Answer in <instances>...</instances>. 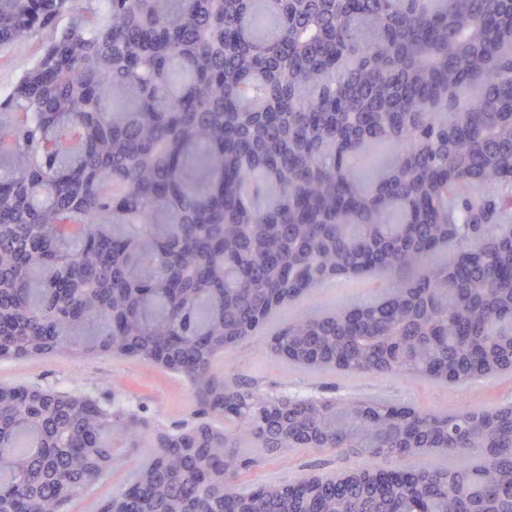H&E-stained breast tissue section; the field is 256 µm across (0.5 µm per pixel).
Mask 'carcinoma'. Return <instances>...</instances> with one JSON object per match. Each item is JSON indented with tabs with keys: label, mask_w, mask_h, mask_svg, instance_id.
I'll list each match as a JSON object with an SVG mask.
<instances>
[{
	"label": "carcinoma",
	"mask_w": 512,
	"mask_h": 512,
	"mask_svg": "<svg viewBox=\"0 0 512 512\" xmlns=\"http://www.w3.org/2000/svg\"><path fill=\"white\" fill-rule=\"evenodd\" d=\"M61 14L0 105V360L133 358L182 377L201 421L0 386V512H63L119 461L114 435L149 453L101 512H512V406L269 394L218 370L319 284L382 272L378 298L281 323L275 355L448 385L512 372V0H0V44ZM311 446L376 464L242 486Z\"/></svg>",
	"instance_id": "cac0c4a2"
}]
</instances>
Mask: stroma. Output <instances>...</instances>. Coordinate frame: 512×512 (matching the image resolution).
<instances>
[{
	"label": "stroma",
	"mask_w": 512,
	"mask_h": 512,
	"mask_svg": "<svg viewBox=\"0 0 512 512\" xmlns=\"http://www.w3.org/2000/svg\"><path fill=\"white\" fill-rule=\"evenodd\" d=\"M56 36L55 30L40 31L28 45H0V86H16L22 74L42 55ZM389 277L372 273L357 278H340L318 286L295 306L276 313L273 324L294 313L326 309L341 301H361L380 295ZM270 327L262 328L227 353L219 363L226 377H242L257 382L262 390L311 395L321 399L367 397L386 399L418 409L455 411L464 405L496 408L512 404V373L492 379H476L462 386H450L429 379L396 376L347 375L340 372H308L284 363L269 349ZM45 385L63 390L78 389L104 399H121L143 408L147 417L170 427L189 422L193 399L183 379L134 359H114L105 355L73 360L67 357L26 361H1L0 385ZM147 449L126 454L122 463L108 472L93 488L68 508V512H99L115 487L131 482L135 468L145 460ZM358 457L313 448H298L268 459L257 468L251 484L267 480L289 481L308 472L331 473L359 465Z\"/></svg>",
	"instance_id": "35a3bbf8"
}]
</instances>
